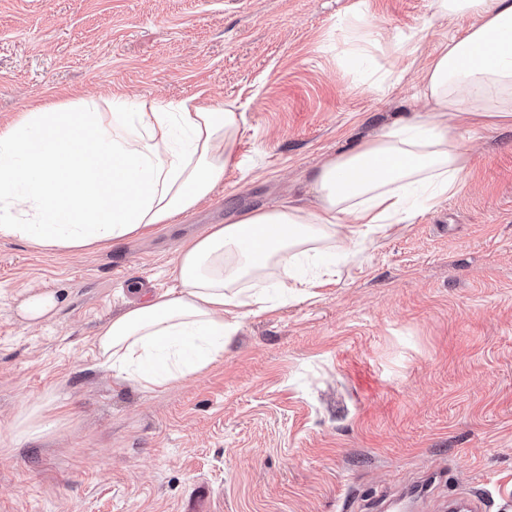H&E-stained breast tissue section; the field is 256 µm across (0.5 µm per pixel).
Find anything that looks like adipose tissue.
Masks as SVG:
<instances>
[{
    "label": "adipose tissue",
    "instance_id": "1",
    "mask_svg": "<svg viewBox=\"0 0 512 512\" xmlns=\"http://www.w3.org/2000/svg\"><path fill=\"white\" fill-rule=\"evenodd\" d=\"M460 16L472 18L470 29L441 42L422 73L427 112L325 159L312 176L314 207L253 209L184 243L177 288L100 327L99 365L146 391L196 374L223 357L235 318L265 306L268 288H310L299 262L328 250L337 225L354 244L455 193L466 127L512 125V0H432L426 24ZM106 106L51 105L0 130V237L51 251L122 241L193 209L223 182L240 130L233 106L194 96L113 97ZM357 170L362 178L351 180ZM273 225L283 234L269 235Z\"/></svg>",
    "mask_w": 512,
    "mask_h": 512
}]
</instances>
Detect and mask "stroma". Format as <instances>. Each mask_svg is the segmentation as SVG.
Instances as JSON below:
<instances>
[{
    "label": "stroma",
    "instance_id": "obj_1",
    "mask_svg": "<svg viewBox=\"0 0 512 512\" xmlns=\"http://www.w3.org/2000/svg\"><path fill=\"white\" fill-rule=\"evenodd\" d=\"M385 31L354 66V18ZM431 0H0V128L41 105L195 96L243 115L235 163L153 233L80 251L0 238V512H414L463 490L512 512V128L477 129L458 190L337 245L314 297L239 318L223 358L153 392L113 381L98 327L176 287L182 243L241 212L316 199L312 170L424 113L419 75L467 18ZM388 81H380L381 68ZM60 308L32 326L29 289ZM38 410L42 432L17 437Z\"/></svg>",
    "mask_w": 512,
    "mask_h": 512
}]
</instances>
